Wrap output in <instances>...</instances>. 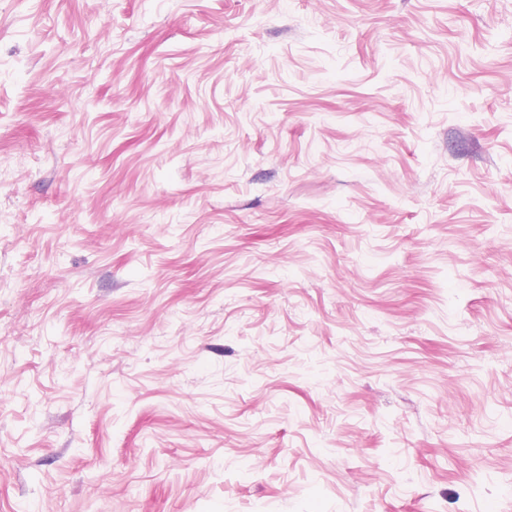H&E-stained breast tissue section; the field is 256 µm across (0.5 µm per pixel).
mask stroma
I'll use <instances>...</instances> for the list:
<instances>
[{
  "instance_id": "obj_1",
  "label": "stroma",
  "mask_w": 512,
  "mask_h": 512,
  "mask_svg": "<svg viewBox=\"0 0 512 512\" xmlns=\"http://www.w3.org/2000/svg\"><path fill=\"white\" fill-rule=\"evenodd\" d=\"M0 512H512V0H0Z\"/></svg>"
}]
</instances>
